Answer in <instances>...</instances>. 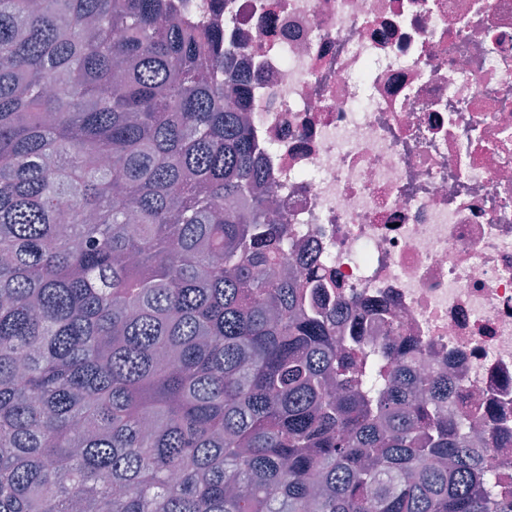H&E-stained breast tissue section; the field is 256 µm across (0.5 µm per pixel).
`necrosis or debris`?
I'll use <instances>...</instances> for the list:
<instances>
[{"mask_svg": "<svg viewBox=\"0 0 512 512\" xmlns=\"http://www.w3.org/2000/svg\"><path fill=\"white\" fill-rule=\"evenodd\" d=\"M175 4L224 41L292 272L512 426V0Z\"/></svg>", "mask_w": 512, "mask_h": 512, "instance_id": "1", "label": "necrosis or debris"}]
</instances>
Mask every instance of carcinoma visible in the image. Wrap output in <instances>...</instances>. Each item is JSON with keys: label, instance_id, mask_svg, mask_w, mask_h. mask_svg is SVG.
<instances>
[{"label": "carcinoma", "instance_id": "cac0c4a2", "mask_svg": "<svg viewBox=\"0 0 512 512\" xmlns=\"http://www.w3.org/2000/svg\"><path fill=\"white\" fill-rule=\"evenodd\" d=\"M170 0H0V512H512L462 386L337 335Z\"/></svg>", "mask_w": 512, "mask_h": 512}]
</instances>
